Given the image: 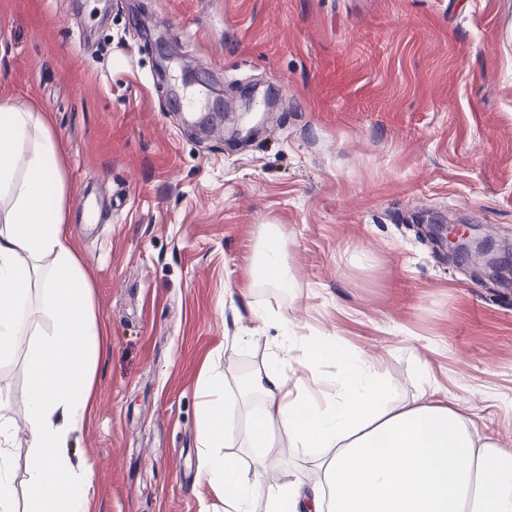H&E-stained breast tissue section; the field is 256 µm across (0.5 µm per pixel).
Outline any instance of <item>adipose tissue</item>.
I'll return each instance as SVG.
<instances>
[{"label": "adipose tissue", "mask_w": 512, "mask_h": 512, "mask_svg": "<svg viewBox=\"0 0 512 512\" xmlns=\"http://www.w3.org/2000/svg\"><path fill=\"white\" fill-rule=\"evenodd\" d=\"M62 147L47 113L0 105V360L39 311L52 323L26 358L31 452L16 495L15 427L0 414V512H90L94 469L73 463L71 435L94 408L96 366L109 351L91 282L69 244ZM287 238L262 227L254 260L261 283L287 287ZM423 384L400 400L377 363L336 336L306 335L283 319L278 351L228 384L206 367L199 382L198 474L224 512H512V439L487 435L457 395L442 393L428 361ZM308 455L317 473L267 479L273 433ZM253 449L252 473L234 454Z\"/></svg>", "instance_id": "obj_1"}]
</instances>
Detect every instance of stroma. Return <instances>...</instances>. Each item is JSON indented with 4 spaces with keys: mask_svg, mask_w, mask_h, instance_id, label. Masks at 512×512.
Returning <instances> with one entry per match:
<instances>
[{
    "mask_svg": "<svg viewBox=\"0 0 512 512\" xmlns=\"http://www.w3.org/2000/svg\"><path fill=\"white\" fill-rule=\"evenodd\" d=\"M202 74L205 109L245 93L258 134L196 133L168 95ZM0 101L36 103L63 148L67 229L111 350L68 452L95 470L93 512H224L197 473L201 371L233 346L237 379L279 318L365 350L400 397L417 358L485 432L512 437V291L452 263L420 214L512 244V0H0ZM88 215H81L80 205ZM282 225L290 287L253 279L260 228ZM264 312L266 320L256 319ZM0 363L29 456L25 358Z\"/></svg>",
    "mask_w": 512,
    "mask_h": 512,
    "instance_id": "obj_1",
    "label": "stroma"
}]
</instances>
